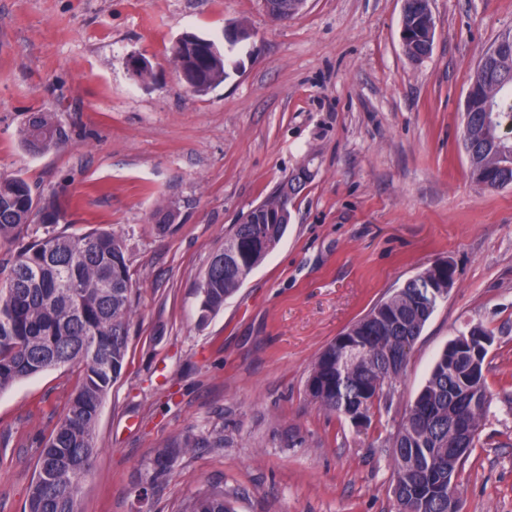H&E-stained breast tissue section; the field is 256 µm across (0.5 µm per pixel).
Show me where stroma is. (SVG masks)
<instances>
[{"label": "stroma", "mask_w": 512, "mask_h": 512, "mask_svg": "<svg viewBox=\"0 0 512 512\" xmlns=\"http://www.w3.org/2000/svg\"><path fill=\"white\" fill-rule=\"evenodd\" d=\"M430 8L432 50L416 61L403 0H307L285 24L264 0H0V176L56 195L66 232L118 234L134 285L81 512H181L213 486L237 512H395L385 441L448 342L478 323L493 338L489 406L456 483L462 512H512V186L477 185L460 137L469 77L512 33V0ZM235 23L254 32L228 54L236 69L192 92L174 42H220ZM38 111L67 134L43 154L20 138ZM305 163L282 241L199 322L225 234ZM172 202L163 235L154 214ZM438 260L454 286L369 422L321 408L306 389L320 352ZM73 383L49 370L0 393V512H22ZM205 436L223 447L154 474L159 451Z\"/></svg>", "instance_id": "obj_1"}]
</instances>
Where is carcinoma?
Instances as JSON below:
<instances>
[{
  "instance_id": "1",
  "label": "carcinoma",
  "mask_w": 512,
  "mask_h": 512,
  "mask_svg": "<svg viewBox=\"0 0 512 512\" xmlns=\"http://www.w3.org/2000/svg\"><path fill=\"white\" fill-rule=\"evenodd\" d=\"M403 22L412 34L407 54L416 59L426 45L429 28L422 0H405ZM224 51H208L202 62L206 88L227 76ZM463 119L462 143L483 170L494 173L499 187L512 185V41L497 54H484L470 81ZM21 141L33 152L56 148L65 138L50 112L38 125L26 122ZM280 191L269 195L224 237L200 288V321L224 307L247 277L280 243L287 225L277 223ZM289 207L290 201L281 203ZM62 209L53 196L36 191L20 176L0 178V246L13 251L0 267V392L48 370L75 375L63 417L38 453L24 512H79L81 485L97 453L96 429L104 399L125 366L133 284L122 241L107 230L80 234L57 230ZM39 221L42 232H23ZM448 285V271L429 266L354 324L350 340L366 354L339 373L341 347L329 343L319 354L307 380L308 395L324 409L342 416L370 418L384 388L402 373L393 355L408 357L434 307L422 303L428 280ZM466 385L482 401L459 408V415L479 427L489 405L485 371L472 375L456 354L443 351L414 404L387 440L396 470L393 490L397 512H448V471L460 467L449 453L456 440L448 424V404ZM181 512H235L224 490L197 493Z\"/></svg>"
}]
</instances>
